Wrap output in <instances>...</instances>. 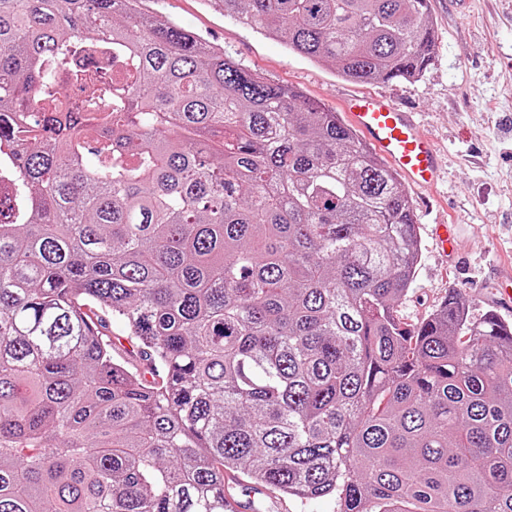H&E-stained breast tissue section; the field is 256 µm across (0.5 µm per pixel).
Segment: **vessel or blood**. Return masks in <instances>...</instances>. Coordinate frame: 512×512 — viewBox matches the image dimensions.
I'll return each instance as SVG.
<instances>
[{
  "label": "vessel or blood",
  "instance_id": "b4317fda",
  "mask_svg": "<svg viewBox=\"0 0 512 512\" xmlns=\"http://www.w3.org/2000/svg\"><path fill=\"white\" fill-rule=\"evenodd\" d=\"M355 128L373 152L402 174L411 185H433L439 175V155L433 140L413 113L373 94L356 95L345 103Z\"/></svg>",
  "mask_w": 512,
  "mask_h": 512
}]
</instances>
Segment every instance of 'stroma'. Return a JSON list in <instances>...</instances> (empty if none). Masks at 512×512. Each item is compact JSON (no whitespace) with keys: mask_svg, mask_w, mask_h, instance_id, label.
<instances>
[{"mask_svg":"<svg viewBox=\"0 0 512 512\" xmlns=\"http://www.w3.org/2000/svg\"><path fill=\"white\" fill-rule=\"evenodd\" d=\"M162 11L223 46L241 67L296 87L328 110L343 112L355 94L389 97L431 135L443 166L430 191H409L422 239L415 283L401 311H432L449 290L462 291L474 314L502 267L512 263V0H432L437 41L432 64L414 79L343 80L325 66L287 52L224 11L220 0H164ZM454 225L461 246L439 252L430 230Z\"/></svg>","mask_w":512,"mask_h":512,"instance_id":"1","label":"stroma"}]
</instances>
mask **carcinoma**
I'll use <instances>...</instances> for the list:
<instances>
[{"label": "carcinoma", "instance_id": "carcinoma-1", "mask_svg": "<svg viewBox=\"0 0 512 512\" xmlns=\"http://www.w3.org/2000/svg\"><path fill=\"white\" fill-rule=\"evenodd\" d=\"M161 2L0 0V512H225L229 474L336 512H512L505 323L456 290L406 319L398 175ZM221 2L349 81L434 59L426 0ZM84 63L92 70L108 69L112 71V68H116L119 64L118 54L112 50V46L103 44L98 46Z\"/></svg>", "mask_w": 512, "mask_h": 512}]
</instances>
